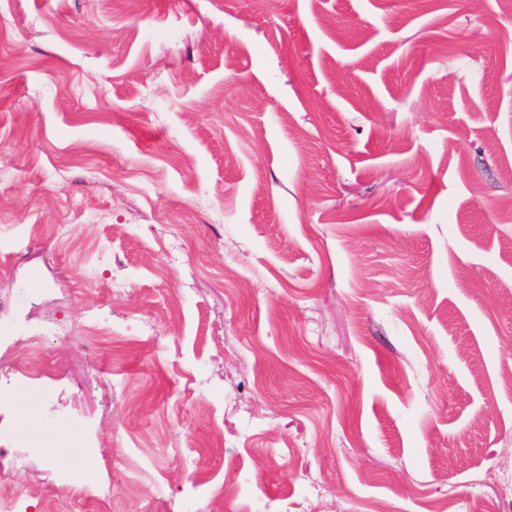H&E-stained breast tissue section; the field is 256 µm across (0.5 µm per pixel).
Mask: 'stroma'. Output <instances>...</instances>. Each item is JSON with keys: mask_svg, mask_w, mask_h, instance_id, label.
Returning a JSON list of instances; mask_svg holds the SVG:
<instances>
[{"mask_svg": "<svg viewBox=\"0 0 512 512\" xmlns=\"http://www.w3.org/2000/svg\"><path fill=\"white\" fill-rule=\"evenodd\" d=\"M508 51L504 0H0L9 495L512 512ZM97 481V472L93 462L79 456L73 464L70 482L80 487H91Z\"/></svg>", "mask_w": 512, "mask_h": 512, "instance_id": "35a3bbf8", "label": "stroma"}]
</instances>
